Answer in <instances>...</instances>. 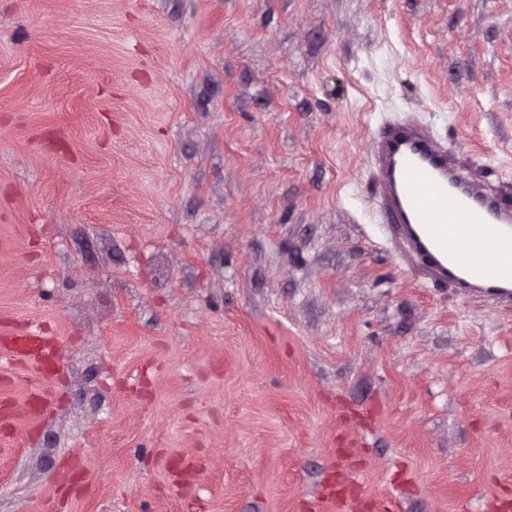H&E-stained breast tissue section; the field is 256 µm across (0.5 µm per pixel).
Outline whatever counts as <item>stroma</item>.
<instances>
[{
	"mask_svg": "<svg viewBox=\"0 0 512 512\" xmlns=\"http://www.w3.org/2000/svg\"><path fill=\"white\" fill-rule=\"evenodd\" d=\"M512 176V0H0V512H500L512 302L377 223L378 123ZM1 343V365L15 362L44 364L53 356L49 339L33 331L8 333L1 336Z\"/></svg>",
	"mask_w": 512,
	"mask_h": 512,
	"instance_id": "stroma-1",
	"label": "stroma"
}]
</instances>
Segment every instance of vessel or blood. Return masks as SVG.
Returning <instances> with one entry per match:
<instances>
[{"instance_id":"b4317fda","label":"vessel or blood","mask_w":512,"mask_h":512,"mask_svg":"<svg viewBox=\"0 0 512 512\" xmlns=\"http://www.w3.org/2000/svg\"><path fill=\"white\" fill-rule=\"evenodd\" d=\"M370 173L377 220L390 225L408 264L456 288L512 297V276H497L464 261L442 233L443 225L452 221L512 234V180L491 177L479 165L462 167L454 147L412 118L375 131ZM51 355L49 339L35 332L0 337L1 363L43 364Z\"/></svg>"}]
</instances>
